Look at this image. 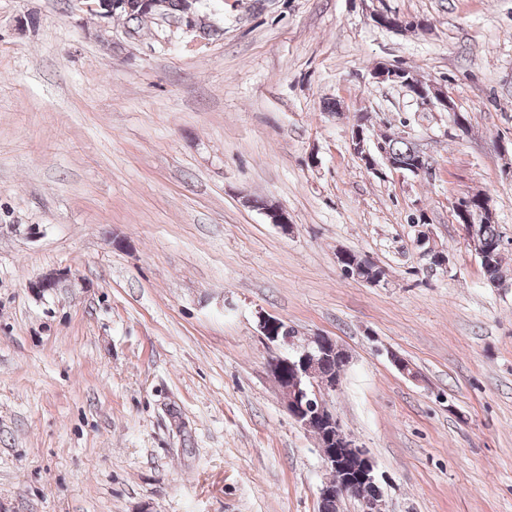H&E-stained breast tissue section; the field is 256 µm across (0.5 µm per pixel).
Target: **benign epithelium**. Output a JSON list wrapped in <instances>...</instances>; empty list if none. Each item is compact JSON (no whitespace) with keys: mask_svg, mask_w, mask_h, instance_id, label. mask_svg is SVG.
I'll return each mask as SVG.
<instances>
[{"mask_svg":"<svg viewBox=\"0 0 512 512\" xmlns=\"http://www.w3.org/2000/svg\"><path fill=\"white\" fill-rule=\"evenodd\" d=\"M86 7L94 12L103 24L112 19L114 10L124 7L128 12L164 14L168 0H88ZM373 79L379 83L399 84L407 87L415 97L436 103L452 117L453 125L460 131L467 122L448 94L432 84L428 87L417 85L413 79L405 77V72L390 64H381L374 69ZM370 116L367 113L356 115L351 126L350 143L353 153L368 168L377 166L375 155L365 144L366 127ZM383 160L393 170L420 175L428 170L424 154L413 165L399 164L389 155ZM429 258V266L434 269L448 268V254L436 243L431 242L424 250ZM258 327L263 336L271 342L288 346V355L270 360L269 370L281 375L278 386L281 389L288 412L317 440L323 467L341 474L343 481L333 485L325 482L318 489L319 512H338L342 498L351 496L358 500L361 512H384L383 497L377 494L380 486L375 464L366 451L346 433L343 426L327 403V396L341 386L348 354L328 336H311L300 341L296 331L284 329L281 320L262 315Z\"/></svg>","mask_w":512,"mask_h":512,"instance_id":"1","label":"benign epithelium"}]
</instances>
